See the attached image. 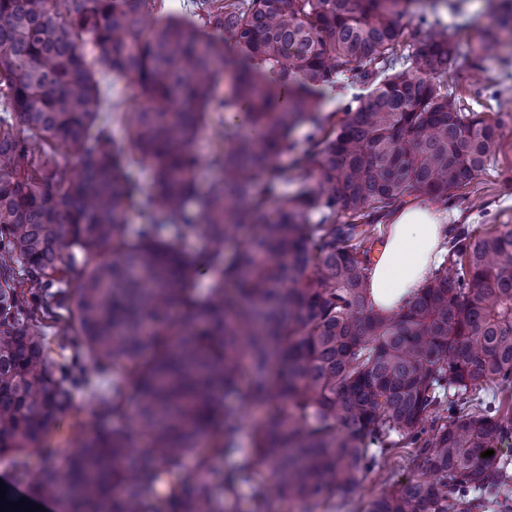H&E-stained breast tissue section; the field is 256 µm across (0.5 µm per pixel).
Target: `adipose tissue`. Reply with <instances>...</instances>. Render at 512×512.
Here are the masks:
<instances>
[{
  "label": "adipose tissue",
  "mask_w": 512,
  "mask_h": 512,
  "mask_svg": "<svg viewBox=\"0 0 512 512\" xmlns=\"http://www.w3.org/2000/svg\"><path fill=\"white\" fill-rule=\"evenodd\" d=\"M447 230L442 213L425 205L407 206L393 214L369 274L376 307L398 309L423 286L447 252Z\"/></svg>",
  "instance_id": "1"
}]
</instances>
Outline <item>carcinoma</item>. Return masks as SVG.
I'll return each instance as SVG.
<instances>
[{"label":"carcinoma","instance_id":"carcinoma-1","mask_svg":"<svg viewBox=\"0 0 512 512\" xmlns=\"http://www.w3.org/2000/svg\"><path fill=\"white\" fill-rule=\"evenodd\" d=\"M146 4L0 0V457L17 465L51 443L89 383L83 360L119 362L148 447L100 432L45 469L36 497L65 478L92 512H238L249 483L248 512H316L413 447L418 475L363 512H471V493L486 508L512 476L479 452L512 434V417L462 406L512 384V231L452 225L441 268L396 311L373 305L369 272L408 197L446 206L495 157L499 123L445 90L488 44L448 31L449 0H199L202 22L151 19ZM227 62L235 80L217 100ZM99 64L138 89L120 115L128 147L112 138ZM348 80L350 98L322 111L323 90ZM232 110L249 134L223 124ZM214 123L224 147L202 194L194 144ZM286 152L306 181L279 196ZM141 162L154 167L147 191L130 175ZM189 234L199 257L178 246ZM59 310L74 335L55 359L34 322ZM99 398L116 414L127 392ZM244 405L267 415L251 452L218 473L215 460L240 452Z\"/></svg>","mask_w":512,"mask_h":512}]
</instances>
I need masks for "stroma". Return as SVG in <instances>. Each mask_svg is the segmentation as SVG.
Masks as SVG:
<instances>
[{
  "instance_id": "35a3bbf8",
  "label": "stroma",
  "mask_w": 512,
  "mask_h": 512,
  "mask_svg": "<svg viewBox=\"0 0 512 512\" xmlns=\"http://www.w3.org/2000/svg\"><path fill=\"white\" fill-rule=\"evenodd\" d=\"M441 19L464 43L498 29V14L488 0H461L459 11H442ZM445 83L462 111L481 113L488 122L502 125L499 153L464 190L456 206L449 208L448 221L472 225L482 234L512 230V112L506 109L512 101V40H502L478 62H464L461 70L449 75ZM87 375L91 384L73 392L69 408L57 422L52 447L26 450L16 467L0 462V477L16 484L26 482L41 473L51 454L71 451L75 442L92 436L100 427L127 424L136 407L135 399H127L123 414L116 416L101 411L96 402L99 394L111 393L113 383L120 379L119 368L105 373L91 369ZM413 476L407 450H397L385 466L367 474L354 498L332 499L318 512H360L374 494L395 483L406 484Z\"/></svg>"
}]
</instances>
